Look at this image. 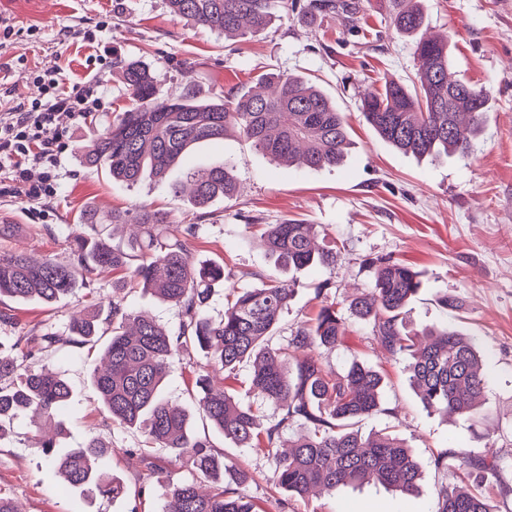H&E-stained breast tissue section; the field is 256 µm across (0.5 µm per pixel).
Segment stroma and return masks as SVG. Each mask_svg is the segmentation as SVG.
<instances>
[{"instance_id":"stroma-1","label":"stroma","mask_w":512,"mask_h":512,"mask_svg":"<svg viewBox=\"0 0 512 512\" xmlns=\"http://www.w3.org/2000/svg\"><path fill=\"white\" fill-rule=\"evenodd\" d=\"M306 2L272 0L264 31L230 37L174 16L167 0H0V14L15 25L14 35L0 45V107L27 106L37 98L30 79L34 70L58 74L69 88L98 78L108 102L106 111L79 123L59 116L68 148L56 168L57 193L50 202L26 198L16 191L9 167L0 168V217L16 226L11 236L0 238V248L64 261L66 241L81 232L78 218L86 206L104 212L148 206L166 214L170 233L201 225L189 248L195 260L224 266V283L214 288L207 309L218 321L230 288L253 286L254 273L273 268L261 225L296 218L316 226L319 244L333 249L334 257L328 265L294 272L298 286L280 318L282 336L311 319L321 303L363 292L373 278L367 259L406 262L423 283L406 308L408 329L446 323L474 338L484 352L488 387L479 417L467 421L424 408L409 384L405 360L384 354L370 327L356 319H347L342 343L321 356L338 371L355 357L384 374V412L361 421L360 429L388 430L412 448L423 471L414 496L367 484L288 497L274 484L272 460L225 440L199 414L195 376L211 373L217 384L223 378L199 349H189L171 367L165 396L188 410L195 432L208 434L226 462L251 475L247 491L258 512H436V491L445 479L433 465L438 450L512 454V0H418L424 17L419 36L448 37L453 72L490 92L471 155L441 161L397 150L360 109L369 89L388 79L410 82L415 72L417 36L391 26L392 0H357L351 18L339 11L309 17ZM103 20L108 26L102 30ZM92 27L98 30L92 43L67 35ZM107 48L146 63L162 98L181 91L200 99L242 95L254 90L264 73L311 78L346 116L347 160L340 168L301 172L271 161L232 132L190 154L191 168L225 163L236 180L233 197L215 199L206 209L150 177L131 186L112 180L103 169L87 166L80 151L94 130L111 123L129 102L119 72L95 62ZM123 277L119 270L95 271L52 305L0 302V312L12 318L0 323V348L23 368L62 372L71 388L59 416L58 452L107 439L114 449L109 468L125 485L124 493L112 498L66 483L22 413L0 435V495L20 512H164L172 484L213 482L167 449L147 444L141 429L108 419L90 380L102 342L50 352L27 342L47 332L66 333L71 316L81 310L108 312ZM121 292L131 309L177 327L174 306L139 286ZM443 295L454 297L456 308L443 309L438 303Z\"/></svg>"}]
</instances>
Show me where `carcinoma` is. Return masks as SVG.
Segmentation results:
<instances>
[{"label": "carcinoma", "instance_id": "carcinoma-1", "mask_svg": "<svg viewBox=\"0 0 512 512\" xmlns=\"http://www.w3.org/2000/svg\"><path fill=\"white\" fill-rule=\"evenodd\" d=\"M271 0H168L170 12L218 33H235L243 25L259 31L270 22ZM354 10L347 0H311L309 11ZM393 27L412 34L424 24L415 0H398ZM416 72L412 85L387 80L367 92L361 112L387 143L418 158L467 157L482 129L489 91L449 73L448 39H420L414 49ZM112 67L121 71L129 93L127 109L112 123L97 130L81 147L85 162L106 170L119 181L134 184L144 172L180 193L191 185V201L204 208L214 199L230 197L236 189L229 166H214L186 173L175 171L197 144L224 139L237 131L271 158L300 170L339 167L347 157L348 125L343 113L313 83L273 73L259 79L260 93L201 102L188 94L157 97L151 69L140 60L112 53ZM79 223L89 233L67 240L69 258L34 261L19 251L0 250V301L36 300L51 304L70 294L78 282L97 268L122 270L125 277L178 309L173 331L128 309L115 298L106 317L87 311L71 319L68 335L46 334L31 341L48 351L59 345L93 342L109 336L101 362L90 372L102 406L114 424L138 426L148 442L166 448L195 469L224 479L233 476L237 488L219 485L209 491L194 481L174 486L167 512H256L242 492L250 475L235 469L213 453L207 437L191 428L189 416L171 406L161 392L175 359L191 344L210 354L225 378L235 379L237 366L249 360L253 371L247 392L273 408L261 424L259 408L243 405L230 388L213 387L199 374L198 409L226 439L275 462V482L290 496H303L314 486L328 492L351 484L381 483L405 496L416 493L420 467L409 448L386 432L362 435L354 425L384 412L382 375L352 360L340 375L316 354L336 347L344 334L345 318L335 304L322 306L313 322L291 330L285 343L273 337L295 283L277 273L257 274L260 285L233 295L224 318L206 315L212 290L224 283V266L200 263L188 241L198 236L200 224H187L179 235L163 230L166 217L141 206L132 212L103 214L85 209ZM100 224H134L138 233L126 241L111 242L100 234ZM267 251L274 266L298 271L325 265L332 251L314 244L311 224L286 219L267 224ZM374 280L367 291L343 299L350 315L371 325L374 341L390 356L407 359L409 380L423 406L433 412L475 420L485 401L487 375L476 341L455 328L423 333L408 330L403 313L422 288L418 273L392 258L369 262ZM0 423L18 412L54 421L71 397L68 382L50 370L19 372L17 361L0 356ZM299 429L291 448L280 451L284 432ZM44 453L62 478L77 488L117 496L123 485L103 469L112 445L93 438L66 454L53 456L54 436L41 441ZM501 457L491 453L475 459L451 449L434 455V467L461 480L481 484L486 475L500 472ZM498 504L482 492L442 484L437 489V512H497Z\"/></svg>", "mask_w": 512, "mask_h": 512}]
</instances>
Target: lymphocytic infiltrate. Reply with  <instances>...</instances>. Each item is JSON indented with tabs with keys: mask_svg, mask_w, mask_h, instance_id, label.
<instances>
[{
	"mask_svg": "<svg viewBox=\"0 0 512 512\" xmlns=\"http://www.w3.org/2000/svg\"><path fill=\"white\" fill-rule=\"evenodd\" d=\"M41 96L27 110L0 115V161L12 164L17 189L31 199H48L57 193L54 171L65 150L62 133L56 128L55 115L69 113L74 121H83L90 113L104 109V94L97 80L68 90L53 76L34 78ZM43 167L40 181L29 182L28 166Z\"/></svg>",
	"mask_w": 512,
	"mask_h": 512,
	"instance_id": "obj_1",
	"label": "lymphocytic infiltrate"
}]
</instances>
